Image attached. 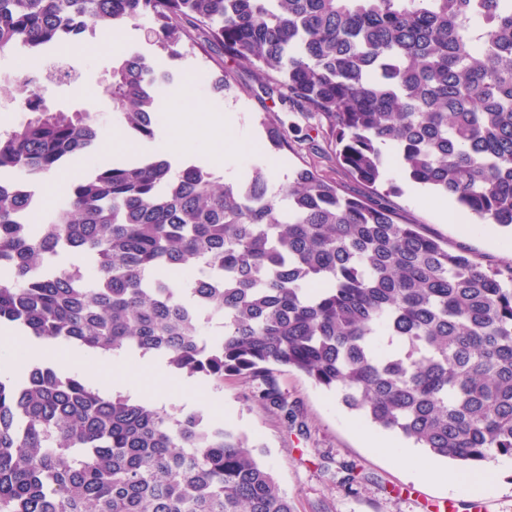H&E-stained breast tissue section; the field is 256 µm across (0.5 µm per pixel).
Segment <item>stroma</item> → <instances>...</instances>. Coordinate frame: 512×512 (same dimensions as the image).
I'll return each mask as SVG.
<instances>
[{
	"instance_id": "stroma-1",
	"label": "stroma",
	"mask_w": 512,
	"mask_h": 512,
	"mask_svg": "<svg viewBox=\"0 0 512 512\" xmlns=\"http://www.w3.org/2000/svg\"><path fill=\"white\" fill-rule=\"evenodd\" d=\"M152 28V21L145 18L137 25L124 26L114 39L91 26L80 42L63 53L38 52L26 61L14 52L1 55L0 130L17 126L28 96L35 92L49 107L64 111L89 108L96 115L99 141L81 163V171L111 164L115 143H123L125 152L135 151L138 140L113 119L112 103L103 93L113 62L135 50L151 57L157 68L171 75V84L161 90L166 111L175 109L172 90L185 85L195 99L214 111L243 113L237 134L248 140L249 147L236 158L237 167L247 170L266 161L282 163L290 170L315 165L349 194L366 195V186L352 181L335 161L319 158L308 150L309 142L322 146L326 140L305 119L280 103L249 93L252 76L248 64L234 66L239 85L234 96L215 95L208 82L197 78L200 59L170 57L158 51L152 43ZM267 114L295 127L296 150L266 148L261 120ZM386 177L399 188L388 198L392 208L446 243L450 251L464 253L488 269L503 270L512 263L504 254L505 235L496 226L477 223L469 231H462L454 218L456 203H444L442 196L409 182L399 170H388ZM278 378L282 389L299 405L300 426L287 424L252 400L253 385L241 378H226L219 390L202 379L197 391L189 395L180 378L169 374L160 388L169 393L167 409L173 413L197 408L211 413L223 407V422L254 445L258 460L271 469L282 489L293 498L296 512H313L319 503L325 504L327 512H512V458L494 460L496 480L478 495L461 497L449 489L445 477L421 478L406 463L374 447L370 438L376 435V428L357 420L333 393L295 371L280 372ZM345 464L354 465L355 481L331 482V473Z\"/></svg>"
}]
</instances>
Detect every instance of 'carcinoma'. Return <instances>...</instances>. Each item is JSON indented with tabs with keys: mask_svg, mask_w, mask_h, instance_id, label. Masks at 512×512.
I'll return each instance as SVG.
<instances>
[{
	"mask_svg": "<svg viewBox=\"0 0 512 512\" xmlns=\"http://www.w3.org/2000/svg\"><path fill=\"white\" fill-rule=\"evenodd\" d=\"M149 18L158 47L254 70L262 95L316 119L372 190L314 167L221 182L153 157L99 167L48 214L33 186L99 139L95 116L38 95L0 133V326L42 342L161 356L174 373L252 382L294 423L278 373L334 391L436 458L512 457V266L489 271L384 198L389 166L512 230V0H0V55ZM153 63H112L113 116L151 139ZM279 151L288 127L262 119ZM62 252L90 258L60 269ZM0 512H295L247 439L209 420L101 393L52 365L0 369Z\"/></svg>",
	"mask_w": 512,
	"mask_h": 512,
	"instance_id": "obj_1",
	"label": "carcinoma"
}]
</instances>
